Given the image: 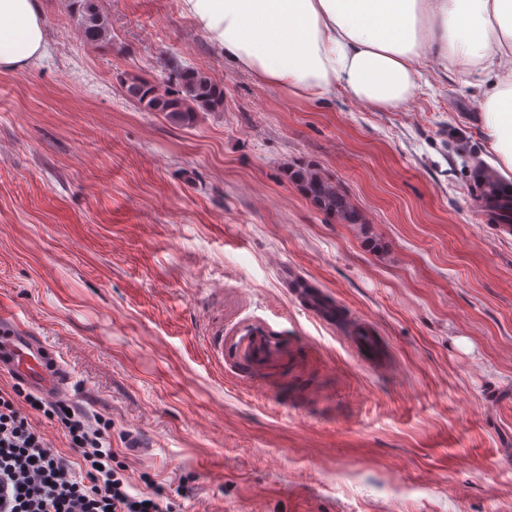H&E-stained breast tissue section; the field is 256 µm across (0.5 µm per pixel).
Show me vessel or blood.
<instances>
[{"mask_svg": "<svg viewBox=\"0 0 512 512\" xmlns=\"http://www.w3.org/2000/svg\"><path fill=\"white\" fill-rule=\"evenodd\" d=\"M307 310L320 321L338 324L363 352L374 349L367 323L334 313L322 306L314 293L305 295ZM298 337L283 339L270 332L243 328L235 335L209 337L208 343L220 364L245 375L286 358L287 344H298ZM9 374L36 392L53 399H67L72 394L73 375L60 352L45 339L25 327L14 315L0 311V374Z\"/></svg>", "mask_w": 512, "mask_h": 512, "instance_id": "obj_1", "label": "vessel or blood"}]
</instances>
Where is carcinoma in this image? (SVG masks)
Masks as SVG:
<instances>
[{
  "label": "carcinoma",
  "mask_w": 512,
  "mask_h": 512,
  "mask_svg": "<svg viewBox=\"0 0 512 512\" xmlns=\"http://www.w3.org/2000/svg\"><path fill=\"white\" fill-rule=\"evenodd\" d=\"M68 7L77 11L81 19L80 35L89 44L107 38L108 23L99 12L97 0H69ZM181 85L175 93L158 92L149 82L134 79L127 85V93L151 111L164 112L176 122H190L198 111H215L224 102V92L209 77L195 71L179 74ZM289 178L297 184L305 197L324 214L341 224H360L361 215L348 196L311 166L288 169Z\"/></svg>",
  "instance_id": "cac0c4a2"
}]
</instances>
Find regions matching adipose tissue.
Instances as JSON below:
<instances>
[{
	"mask_svg": "<svg viewBox=\"0 0 512 512\" xmlns=\"http://www.w3.org/2000/svg\"><path fill=\"white\" fill-rule=\"evenodd\" d=\"M225 62L320 104L335 89L374 108L408 104L424 62L487 83L491 172L512 181V0H183ZM40 0H0V69L38 59Z\"/></svg>",
	"mask_w": 512,
	"mask_h": 512,
	"instance_id": "1",
	"label": "adipose tissue"
}]
</instances>
